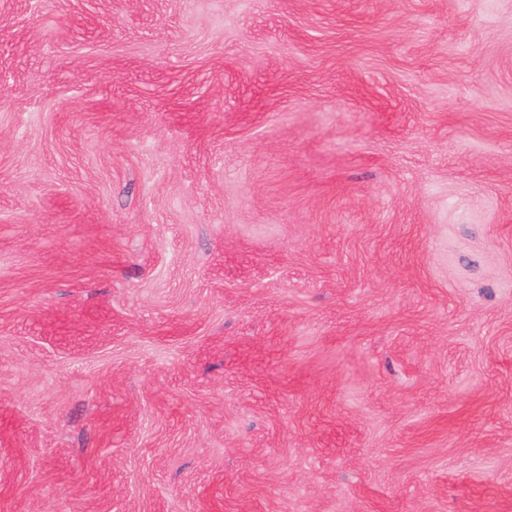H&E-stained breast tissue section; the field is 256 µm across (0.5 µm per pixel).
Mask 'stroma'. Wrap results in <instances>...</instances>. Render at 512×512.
<instances>
[{
    "label": "stroma",
    "instance_id": "1",
    "mask_svg": "<svg viewBox=\"0 0 512 512\" xmlns=\"http://www.w3.org/2000/svg\"><path fill=\"white\" fill-rule=\"evenodd\" d=\"M0 512H512V0H0Z\"/></svg>",
    "mask_w": 512,
    "mask_h": 512
}]
</instances>
